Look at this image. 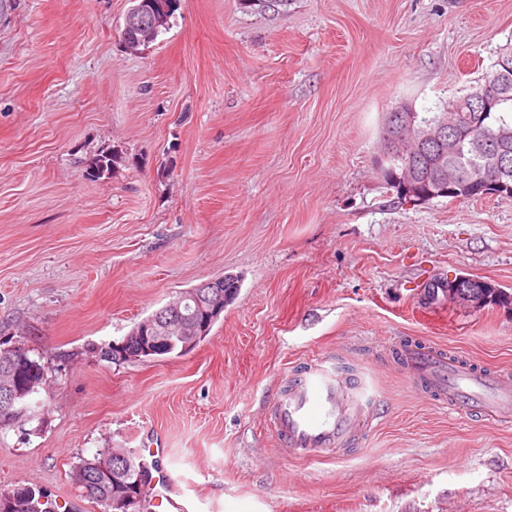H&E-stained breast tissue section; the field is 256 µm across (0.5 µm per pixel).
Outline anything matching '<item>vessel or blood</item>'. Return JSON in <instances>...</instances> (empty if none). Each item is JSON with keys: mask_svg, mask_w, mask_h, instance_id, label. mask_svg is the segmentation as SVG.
I'll use <instances>...</instances> for the list:
<instances>
[{"mask_svg": "<svg viewBox=\"0 0 512 512\" xmlns=\"http://www.w3.org/2000/svg\"><path fill=\"white\" fill-rule=\"evenodd\" d=\"M396 357L412 387L427 389L441 407L495 422H512V372L460 361L446 350L407 343ZM362 382L321 363L288 374L267 421L284 452L320 458L346 447L373 422Z\"/></svg>", "mask_w": 512, "mask_h": 512, "instance_id": "obj_1", "label": "vessel or blood"}]
</instances>
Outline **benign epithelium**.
<instances>
[{"instance_id": "obj_1", "label": "benign epithelium", "mask_w": 512, "mask_h": 512, "mask_svg": "<svg viewBox=\"0 0 512 512\" xmlns=\"http://www.w3.org/2000/svg\"><path fill=\"white\" fill-rule=\"evenodd\" d=\"M167 11L163 0H136V4L125 16L122 37L125 44L133 46L143 40H150L156 36L160 13ZM398 112L405 113V122L401 133L392 137L388 148L377 159V166L402 156L409 146H421L428 143L448 145V152L455 149L453 140L446 139L447 130L441 124H429L425 127L417 125V115L413 110L407 109L405 104L395 107ZM494 153L497 156L498 172L493 177L477 178L471 183L477 185H491L500 182L503 174L512 167V149L508 143L498 140L495 142ZM462 172L455 169L438 167L420 174L413 170H402L401 173H392L391 183L398 189L403 199L408 203H415L422 195L421 185L424 182L433 183L434 194L453 196L457 186L464 181ZM228 296L224 292V278L220 277L192 288L181 294L178 300L164 307L163 312L142 322L132 331L136 336L134 343H112V361L135 362L147 358H154L166 352V345L170 344L169 334L177 331L182 342L181 352H187L196 346V343L205 337L215 322L224 313ZM27 349L21 345H11L4 348L8 366L15 372L19 371L26 361ZM145 468L138 467L131 480L124 485V490L116 499L108 502V508L115 512L126 510L137 503L141 497Z\"/></svg>"}]
</instances>
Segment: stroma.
<instances>
[{"instance_id": "35a3bbf8", "label": "stroma", "mask_w": 512, "mask_h": 512, "mask_svg": "<svg viewBox=\"0 0 512 512\" xmlns=\"http://www.w3.org/2000/svg\"><path fill=\"white\" fill-rule=\"evenodd\" d=\"M131 0H0V345L46 366L0 425V492L101 512L70 477L157 449L187 512H512V424L408 384L399 341L512 370V201L412 205L376 171L384 114L464 95L512 41V0H179L127 50ZM114 157L94 176L95 158ZM238 282L189 353L100 360L181 293ZM362 375L375 418L322 459L264 426L286 372ZM482 283L484 284V287H482V288H452L451 282H448L446 292H448V296H452L455 298L456 295L461 294V289H462V292L463 291L470 292L472 290H477V289H486V290H488L489 299H488V302L485 304V306L489 305V304H500V303L504 304V303H508L509 301H510V305H511V301H512L511 294L507 295L499 288H492V286L490 284L485 283V282H482ZM487 287H489V288H487ZM451 293L453 295H451ZM458 296L461 301L465 302L469 306L482 307L485 303V296H483L481 294L465 293V294H461Z\"/></svg>"}]
</instances>
